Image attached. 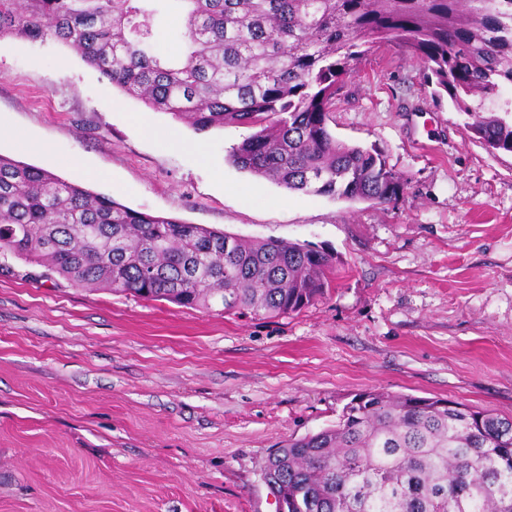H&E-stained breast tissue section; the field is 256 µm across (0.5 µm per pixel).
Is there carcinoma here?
Segmentation results:
<instances>
[{
    "mask_svg": "<svg viewBox=\"0 0 512 512\" xmlns=\"http://www.w3.org/2000/svg\"><path fill=\"white\" fill-rule=\"evenodd\" d=\"M176 8L184 49L155 51ZM53 37L112 86L196 130L254 129L239 170L289 191L396 199L377 151L329 129L337 92L374 43L402 45L435 94L512 153V121L485 102L512 87V0H0V38ZM0 250L77 287L262 317L299 312L336 270L327 252L245 240L124 206L0 155ZM264 479L288 512H512V418L443 399L365 390L339 421L291 439Z\"/></svg>",
    "mask_w": 512,
    "mask_h": 512,
    "instance_id": "cac0c4a2",
    "label": "carcinoma"
}]
</instances>
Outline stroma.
I'll return each mask as SVG.
<instances>
[{"mask_svg": "<svg viewBox=\"0 0 512 512\" xmlns=\"http://www.w3.org/2000/svg\"><path fill=\"white\" fill-rule=\"evenodd\" d=\"M424 72L376 43L336 97L333 135L402 182L375 204L256 179L228 160L248 127L198 131L63 43L0 38L1 155L337 258L320 300L262 318L76 288L0 252V512H276L270 452L368 389L512 418V153Z\"/></svg>", "mask_w": 512, "mask_h": 512, "instance_id": "1", "label": "stroma"}]
</instances>
